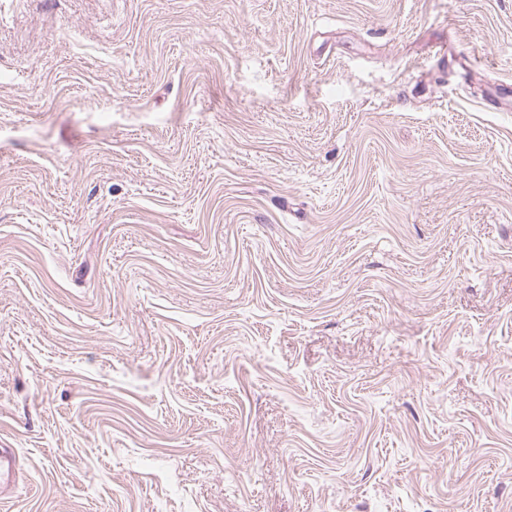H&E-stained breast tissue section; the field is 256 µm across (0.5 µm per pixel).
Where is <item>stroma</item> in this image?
<instances>
[{
  "instance_id": "stroma-1",
  "label": "stroma",
  "mask_w": 512,
  "mask_h": 512,
  "mask_svg": "<svg viewBox=\"0 0 512 512\" xmlns=\"http://www.w3.org/2000/svg\"><path fill=\"white\" fill-rule=\"evenodd\" d=\"M0 512H512V0H0ZM18 480V456L16 449L0 445V497L9 493Z\"/></svg>"
}]
</instances>
